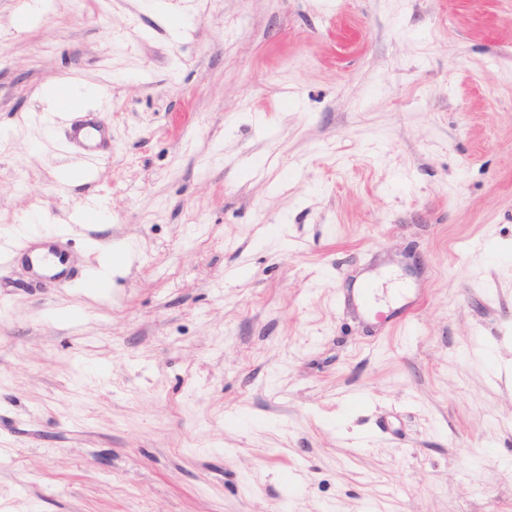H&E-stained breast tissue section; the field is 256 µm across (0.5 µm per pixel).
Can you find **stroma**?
<instances>
[{
    "mask_svg": "<svg viewBox=\"0 0 512 512\" xmlns=\"http://www.w3.org/2000/svg\"><path fill=\"white\" fill-rule=\"evenodd\" d=\"M26 2L0 0V512H512V0ZM62 79L97 164L44 116ZM31 210L72 272L122 245L111 283L35 285ZM370 267L417 287L382 324L346 303ZM69 140L81 154L97 159L103 158L108 148L106 129L91 119L72 123Z\"/></svg>",
    "mask_w": 512,
    "mask_h": 512,
    "instance_id": "1",
    "label": "stroma"
}]
</instances>
